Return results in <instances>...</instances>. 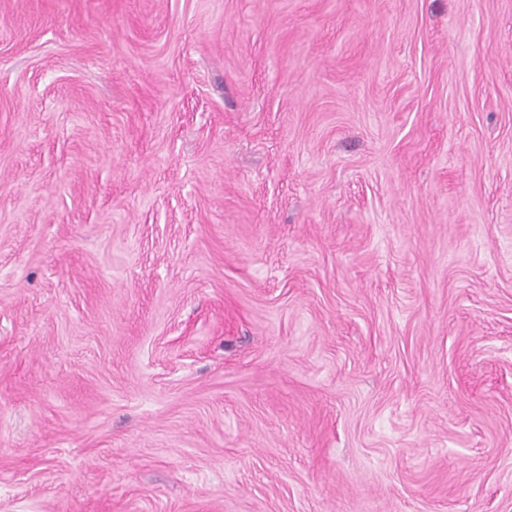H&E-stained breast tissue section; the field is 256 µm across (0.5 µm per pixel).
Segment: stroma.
<instances>
[{"instance_id": "obj_1", "label": "stroma", "mask_w": 512, "mask_h": 512, "mask_svg": "<svg viewBox=\"0 0 512 512\" xmlns=\"http://www.w3.org/2000/svg\"><path fill=\"white\" fill-rule=\"evenodd\" d=\"M0 512H512V0H0Z\"/></svg>"}]
</instances>
